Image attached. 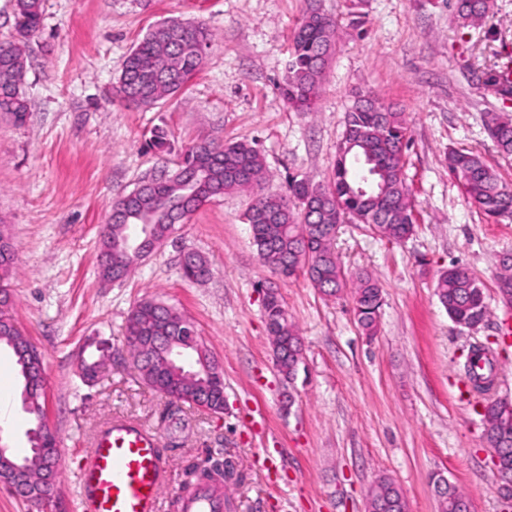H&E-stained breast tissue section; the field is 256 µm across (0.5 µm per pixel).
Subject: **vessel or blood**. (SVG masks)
Instances as JSON below:
<instances>
[{
	"instance_id": "vessel-or-blood-1",
	"label": "vessel or blood",
	"mask_w": 512,
	"mask_h": 512,
	"mask_svg": "<svg viewBox=\"0 0 512 512\" xmlns=\"http://www.w3.org/2000/svg\"><path fill=\"white\" fill-rule=\"evenodd\" d=\"M165 460L154 435L115 420L97 435L79 477L81 512H158ZM222 499L200 491L187 498L185 512H222Z\"/></svg>"
}]
</instances>
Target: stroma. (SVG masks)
I'll use <instances>...</instances> for the list:
<instances>
[{"instance_id": "1", "label": "stroma", "mask_w": 512, "mask_h": 512, "mask_svg": "<svg viewBox=\"0 0 512 512\" xmlns=\"http://www.w3.org/2000/svg\"><path fill=\"white\" fill-rule=\"evenodd\" d=\"M340 38L314 113L291 109L280 84L303 0H42L29 41L24 124L0 117V223L18 245L8 280L13 316L42 353L46 422L62 450L61 474L44 512H80L78 471L96 432L120 419L152 431L167 464L160 512H181L185 470L208 457L235 462L240 483L224 493L230 512H367L383 476L407 512H440L434 479L469 497L471 512H506L512 487L484 438L482 401L464 372L469 348L495 349L494 394L512 401V308L499 300L500 258L512 252V219L485 216L449 172V149L472 150L512 187V156L500 153L486 112L512 116V96L485 82L512 68V0H494L480 28L463 26L453 0H367L352 27L347 0H320ZM205 24L214 42L179 94L150 109L112 99L127 52L156 21ZM368 89L406 115L405 174L417 224L401 242L364 224H341L334 243L346 275L365 271L383 290L378 333L362 336L353 293L320 294L303 275L279 278L260 261L243 213L249 193L212 200L116 283L99 277L100 239L113 206L171 151L198 139L249 141L282 193L292 176L327 182L352 95ZM170 152L148 150L153 128ZM195 251L212 275L202 285L180 270ZM457 265L479 279L489 314L461 329L435 294L440 270ZM274 285L303 342L294 381L278 373L263 314ZM152 298L190 320L224 373V411L165 397L126 354L130 308ZM112 358L86 385L79 359L98 346ZM11 384L0 444L28 453L33 426L11 349H0V380Z\"/></svg>"}]
</instances>
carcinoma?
Here are the masks:
<instances>
[{
	"label": "carcinoma",
	"mask_w": 512,
	"mask_h": 512,
	"mask_svg": "<svg viewBox=\"0 0 512 512\" xmlns=\"http://www.w3.org/2000/svg\"><path fill=\"white\" fill-rule=\"evenodd\" d=\"M494 0H455V14L465 26L481 24L493 11ZM17 37L0 43V112L17 123L25 121L28 101L22 92L27 73L28 40L39 30L41 0H15ZM213 42L212 31L201 23L167 18L152 25L126 54L114 86V95L128 106L154 107L182 91L200 70ZM336 43V21L307 0V7L291 34L290 60L282 93L298 112H311L322 84L326 65ZM489 136L497 149L512 155V117L486 114ZM404 114L370 91H359L346 112L342 138L336 149L331 176L325 184L307 178L293 179L283 195L263 193L267 172L263 157L253 143H218L201 139L186 146L171 167L142 180L137 194L118 199L115 211L124 220L107 224L101 236L100 255L108 254L112 273L127 278L145 256L134 250L135 229L141 211H161L155 224L158 239L167 240L175 229L173 217L184 220L205 203L235 190L253 193L243 214L250 225L259 259L272 271L289 278L303 273L320 293L333 296L352 286L354 316L362 334H377L382 289L362 272L349 280L332 249L338 225L350 221L367 224L376 233L403 241L415 230V207L403 172L408 148ZM448 171L458 180L464 196L492 218H512V188L503 184L483 158L467 150L448 151ZM16 245L0 230V345L10 348L23 379L27 412L35 426L29 430L31 447L24 457L0 448V467L6 461L25 464L31 471L23 500L35 506L52 498L55 488L39 479L44 453L61 451L58 439L45 424L43 401L44 366L30 357L33 345L12 315L13 301L4 281L14 269ZM183 277L206 283L211 275L207 261L196 252L181 263ZM503 304L512 306V255L500 262L497 275ZM436 295L448 317L469 330L484 322L488 305L482 284L455 265L441 271ZM272 353L279 373L295 379L302 362V340L288 316L278 289L263 302ZM171 325L195 331L176 309L154 299L135 303L127 317V351L145 380L170 404H193L214 413L224 412V375L209 350L200 351L198 338L173 336L165 347L150 354L146 343L152 336H172ZM109 355L101 350L94 361L81 360L80 377L86 384L97 381ZM484 435L501 451L500 469L512 473V403L489 399L484 406ZM468 496L453 485L440 496L441 512H460ZM402 494L394 481L380 478L372 488L368 512H403Z\"/></svg>",
	"instance_id": "obj_1"
}]
</instances>
